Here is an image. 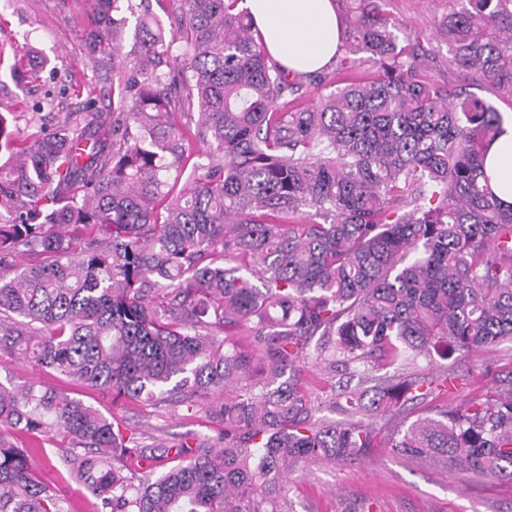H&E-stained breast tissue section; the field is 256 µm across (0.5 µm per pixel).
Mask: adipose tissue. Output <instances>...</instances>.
Returning <instances> with one entry per match:
<instances>
[{
  "instance_id": "ef3b65f1",
  "label": "adipose tissue",
  "mask_w": 512,
  "mask_h": 512,
  "mask_svg": "<svg viewBox=\"0 0 512 512\" xmlns=\"http://www.w3.org/2000/svg\"><path fill=\"white\" fill-rule=\"evenodd\" d=\"M245 6L270 55L287 70L312 73L335 58L340 40L333 0H246ZM484 171L501 201L512 203V113L501 117Z\"/></svg>"
}]
</instances>
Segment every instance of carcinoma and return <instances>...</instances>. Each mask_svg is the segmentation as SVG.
I'll return each mask as SVG.
<instances>
[{
  "instance_id": "1",
  "label": "carcinoma",
  "mask_w": 512,
  "mask_h": 512,
  "mask_svg": "<svg viewBox=\"0 0 512 512\" xmlns=\"http://www.w3.org/2000/svg\"><path fill=\"white\" fill-rule=\"evenodd\" d=\"M91 2L84 41L112 60L109 108L89 97L23 136L0 112V359L115 400L218 393L217 431L142 446L64 391L0 382V512H63L14 431L61 438L99 512H287L288 470L356 460L376 438L362 417L454 385L406 367L512 341V204L484 173L500 114L424 80L381 0H334L346 50L377 72L311 106L241 0H156L165 21L151 0ZM448 2L449 63L512 96V0ZM25 252L43 263L18 272ZM309 362L358 383L317 404ZM389 445L512 481V379ZM171 452L155 479L125 473Z\"/></svg>"
}]
</instances>
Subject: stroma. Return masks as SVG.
<instances>
[{"mask_svg":"<svg viewBox=\"0 0 512 512\" xmlns=\"http://www.w3.org/2000/svg\"><path fill=\"white\" fill-rule=\"evenodd\" d=\"M83 6L84 0H71L70 10L63 11L58 0H0V57L9 65L27 60L49 64L38 80L18 84L8 79L0 84V112L17 113L18 132L27 131L33 117L52 124L54 113L73 108L86 95L107 99L112 70L94 69L86 55L80 25ZM383 7L404 32L417 37L428 55L423 78L438 84L458 82V71L448 63V36L440 25L448 0H383ZM447 366L457 377L447 400L410 403L373 418L376 446L359 463L297 465L286 491L294 512H360L367 501L373 512H512V481L465 475L439 458H401L387 446L395 426L435 416L447 406L464 408L493 393L501 380L512 377V342L448 358ZM0 381L67 391L104 416H119L145 445L174 441L187 432H214L207 409L116 406L111 397L30 359L0 360ZM17 442L28 449L34 474L59 489L65 512H97L95 498L68 478L50 442L25 436Z\"/></svg>","mask_w":512,"mask_h":512,"instance_id":"1","label":"stroma"}]
</instances>
